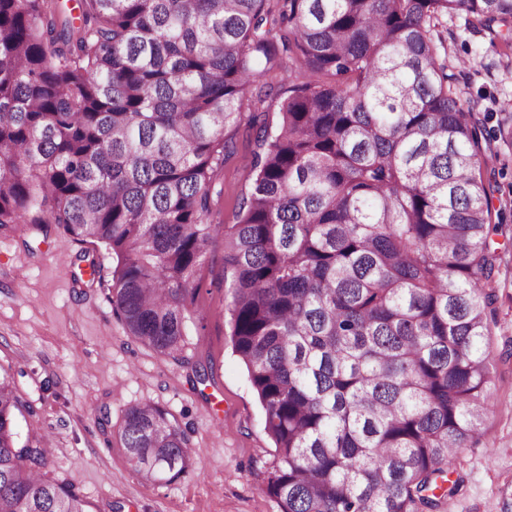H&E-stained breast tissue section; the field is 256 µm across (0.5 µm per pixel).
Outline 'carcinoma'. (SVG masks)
<instances>
[{"label": "carcinoma", "mask_w": 512, "mask_h": 512, "mask_svg": "<svg viewBox=\"0 0 512 512\" xmlns=\"http://www.w3.org/2000/svg\"><path fill=\"white\" fill-rule=\"evenodd\" d=\"M457 12L512 49V0H0V235L53 224L108 251L127 336L205 387L185 347L215 177L250 88L299 70L276 126L248 118L253 185L224 234L280 512H438L484 441L499 225L448 67ZM26 413L0 367V512H88L48 441L21 444ZM118 437L148 484L194 470L155 403Z\"/></svg>", "instance_id": "1"}]
</instances>
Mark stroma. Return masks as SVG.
Returning <instances> with one entry per match:
<instances>
[{
  "label": "stroma",
  "mask_w": 512,
  "mask_h": 512,
  "mask_svg": "<svg viewBox=\"0 0 512 512\" xmlns=\"http://www.w3.org/2000/svg\"><path fill=\"white\" fill-rule=\"evenodd\" d=\"M455 38L448 63L466 101L479 108L512 100L507 51L466 28V16L448 18ZM234 150L215 180L221 189L210 223L231 225L248 195L255 133L240 126ZM484 174L495 175L509 244L498 262L497 322L493 350L496 380L487 391L493 412L488 441L459 454L462 483L445 512H503L512 499V146L496 141L482 155ZM81 244L62 231L48 236L19 227L0 235V367L35 412L20 422L22 436H50L46 469L73 483L89 512H280L263 490L277 462L264 430V415L244 364L232 352L225 307L231 275L224 267V239L216 237L195 273L200 285L189 323L187 353L212 362L215 386L195 390L185 368L129 338L102 285L84 275ZM149 401L169 410L185 430L198 461L169 486L145 484L130 468L117 434L102 433L98 412L120 425L124 410Z\"/></svg>",
  "instance_id": "1"
}]
</instances>
